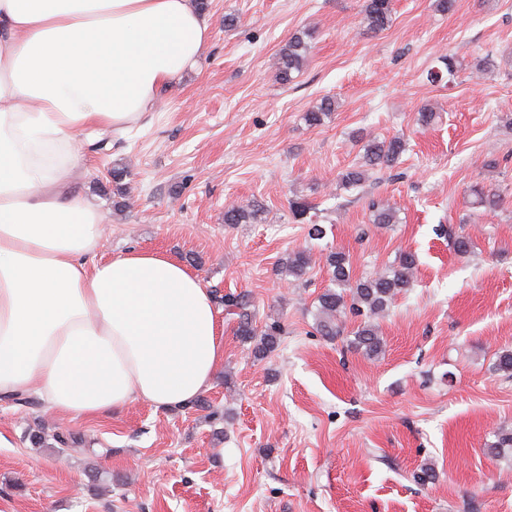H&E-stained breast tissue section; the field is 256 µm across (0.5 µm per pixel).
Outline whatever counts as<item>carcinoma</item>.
I'll use <instances>...</instances> for the list:
<instances>
[{
  "label": "carcinoma",
  "mask_w": 512,
  "mask_h": 512,
  "mask_svg": "<svg viewBox=\"0 0 512 512\" xmlns=\"http://www.w3.org/2000/svg\"><path fill=\"white\" fill-rule=\"evenodd\" d=\"M392 20V0H364L363 22L366 30L377 33L385 30ZM311 34L303 32L294 34L282 47L279 54L278 77L283 83L293 80V74L302 71L307 61ZM445 70L431 69L427 79L438 83L445 75H453L456 62L453 57L443 58ZM336 101L326 95L311 110L306 112L305 120L311 126L322 123L325 116L335 111ZM407 150L404 138L394 136L384 139H371L364 143L361 164L347 170L342 176V186L346 189L356 188L362 184L366 169L378 171L391 170L397 164L401 155ZM472 205L476 208H496L500 196L491 194L481 188L472 189ZM372 223L394 224L397 217L392 208L376 202L370 204ZM261 208L256 204L232 207L224 211L226 224H250L257 221ZM310 265L309 255L297 251L288 256V272L296 277L307 273ZM417 266V257L412 252H403L398 257L395 266L385 272L366 277L352 279L350 256L343 250L332 251L327 256V268L331 287L325 289L317 298L319 311L320 332L325 336H338L341 326L339 317L346 307L356 311L366 310L369 315H377L391 305L394 298L410 287L413 270ZM224 305L233 310L238 318L237 335L245 341H255L254 353L265 354L273 350L278 342L280 327L272 324L262 333H257L253 326L254 312L246 295H224ZM355 348L368 356H374L382 350V338L376 326L366 321L354 333Z\"/></svg>",
  "instance_id": "carcinoma-1"
}]
</instances>
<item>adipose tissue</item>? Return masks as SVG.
Returning a JSON list of instances; mask_svg holds the SVG:
<instances>
[{"mask_svg": "<svg viewBox=\"0 0 512 512\" xmlns=\"http://www.w3.org/2000/svg\"><path fill=\"white\" fill-rule=\"evenodd\" d=\"M209 39L194 0H0V397L35 391L78 418L209 388L210 292L158 251L101 257L77 150L140 125Z\"/></svg>", "mask_w": 512, "mask_h": 512, "instance_id": "1", "label": "adipose tissue"}]
</instances>
